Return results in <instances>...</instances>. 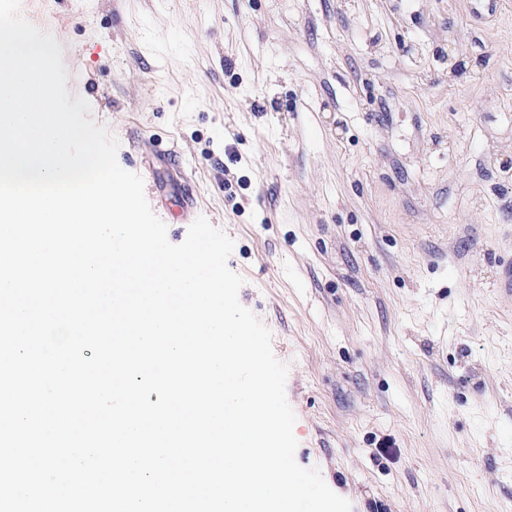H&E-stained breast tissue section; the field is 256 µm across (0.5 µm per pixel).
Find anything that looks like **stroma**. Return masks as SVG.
Returning a JSON list of instances; mask_svg holds the SVG:
<instances>
[{
    "label": "stroma",
    "mask_w": 512,
    "mask_h": 512,
    "mask_svg": "<svg viewBox=\"0 0 512 512\" xmlns=\"http://www.w3.org/2000/svg\"><path fill=\"white\" fill-rule=\"evenodd\" d=\"M471 3L20 0L169 241L186 198L233 239L352 512H512V0Z\"/></svg>",
    "instance_id": "stroma-1"
}]
</instances>
